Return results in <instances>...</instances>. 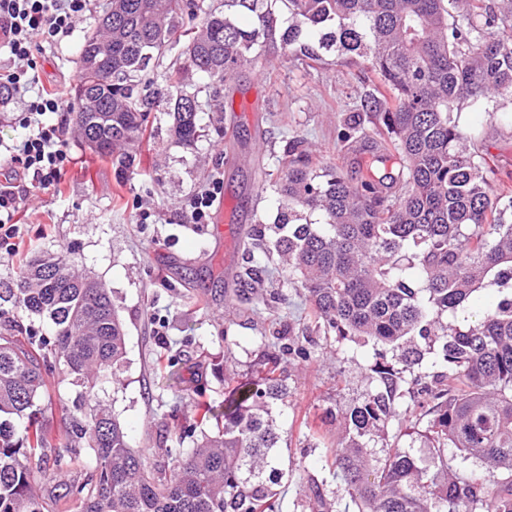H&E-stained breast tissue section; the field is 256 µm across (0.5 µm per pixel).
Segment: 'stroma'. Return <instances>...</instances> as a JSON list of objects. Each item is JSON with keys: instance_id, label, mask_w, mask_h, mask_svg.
<instances>
[{"instance_id": "obj_1", "label": "stroma", "mask_w": 512, "mask_h": 512, "mask_svg": "<svg viewBox=\"0 0 512 512\" xmlns=\"http://www.w3.org/2000/svg\"><path fill=\"white\" fill-rule=\"evenodd\" d=\"M110 0H92L91 14L58 44L45 47L39 83L72 94L79 49L86 32ZM376 79L362 60L337 63L335 55L306 67L274 57L245 64L224 84L229 108L208 112L205 125H221L194 145L177 143L160 123L153 145L118 177L109 159L67 137L74 156L55 186L31 189L20 211V257L42 251L71 253L78 272L110 288L127 336L123 383L104 398L137 448L151 447L161 418L176 413L197 425L189 395L195 385L219 403L224 381L254 378L271 328L297 334L305 314L302 294L289 290L287 304L268 305L238 295L253 237L272 238L278 197L271 184L276 158L288 140H305L317 166H340L352 182L369 174L371 151L364 142L339 146L344 120L375 118L361 104ZM461 127L486 154L502 180L512 179V103L499 98L466 101L454 108ZM217 188L206 223L191 219L190 203L202 190ZM20 257L0 253V281L17 274ZM223 289L212 297V289ZM320 356L291 366L290 392L274 411L277 455L282 462L320 469L325 450L307 437L304 419H320L361 398L369 388L371 346L320 342ZM232 358H225V351ZM178 371L183 383L169 381Z\"/></svg>"}]
</instances>
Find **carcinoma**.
<instances>
[{
    "label": "carcinoma",
    "mask_w": 512,
    "mask_h": 512,
    "mask_svg": "<svg viewBox=\"0 0 512 512\" xmlns=\"http://www.w3.org/2000/svg\"><path fill=\"white\" fill-rule=\"evenodd\" d=\"M112 0L85 35L72 120L83 143L122 177L134 166L149 118L192 145L200 113L223 111L218 86L263 54L323 61L357 56L381 90L339 129L346 145L379 140L398 172L357 184L312 166L303 141L278 159L276 236L252 247L277 255L282 286L306 292L305 335L267 344L252 388L224 387L204 415L223 425L162 423L150 452L99 396L120 383L126 334L110 291L72 271L63 254L32 256L0 281V512H280L275 486L305 482L316 512H331L326 479L282 467L273 407L288 397V359L312 358L311 336L370 344V389L335 415L341 437L325 468L344 482L354 512H512V189L471 150L453 106L491 95L512 101V0ZM199 25L180 29L184 17ZM182 54L168 58L173 39ZM165 66L166 92L143 76ZM214 83L201 100L193 76ZM492 286L496 304L471 309ZM53 325L44 336L25 320ZM76 387L63 432L40 424L46 377ZM420 446H415V443ZM480 463L460 470L448 449ZM94 465L58 484L82 459Z\"/></svg>",
    "instance_id": "cac0c4a2"
}]
</instances>
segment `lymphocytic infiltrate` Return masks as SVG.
I'll list each match as a JSON object with an SVG mask.
<instances>
[{
	"label": "lymphocytic infiltrate",
	"mask_w": 512,
	"mask_h": 512,
	"mask_svg": "<svg viewBox=\"0 0 512 512\" xmlns=\"http://www.w3.org/2000/svg\"><path fill=\"white\" fill-rule=\"evenodd\" d=\"M90 10V0H0V48L10 55L0 68V87L10 97L25 98L22 135L0 141V158L10 168L0 180V251L17 254L20 227L15 217L31 188H49L59 182L74 157L64 137L63 124H46L45 115L68 114L70 102L55 93L32 92L37 83L39 42L49 44L68 35Z\"/></svg>",
	"instance_id": "f902f5d3"
}]
</instances>
